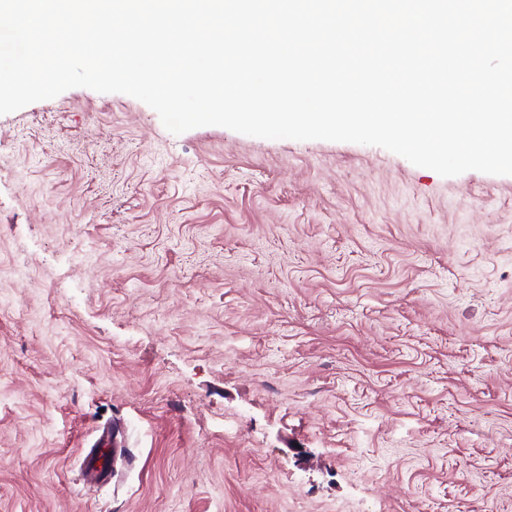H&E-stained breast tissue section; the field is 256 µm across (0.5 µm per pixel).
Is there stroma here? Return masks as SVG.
<instances>
[{
    "label": "stroma",
    "instance_id": "stroma-1",
    "mask_svg": "<svg viewBox=\"0 0 512 512\" xmlns=\"http://www.w3.org/2000/svg\"><path fill=\"white\" fill-rule=\"evenodd\" d=\"M0 295V512H512V175L72 88L0 115ZM112 431L104 432L85 458L86 474L112 475Z\"/></svg>",
    "mask_w": 512,
    "mask_h": 512
}]
</instances>
